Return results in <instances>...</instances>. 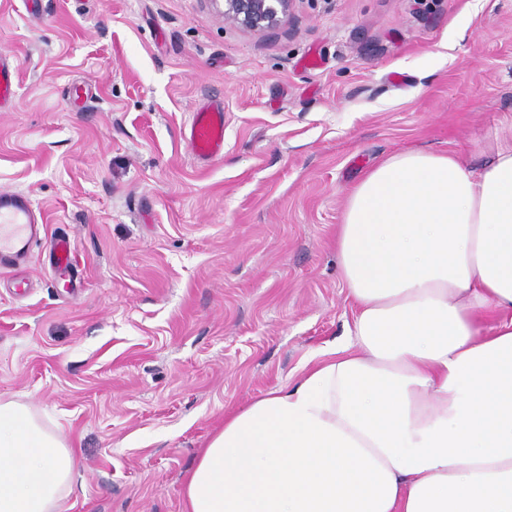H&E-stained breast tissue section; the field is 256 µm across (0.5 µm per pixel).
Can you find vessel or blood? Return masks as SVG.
Wrapping results in <instances>:
<instances>
[{"mask_svg":"<svg viewBox=\"0 0 512 512\" xmlns=\"http://www.w3.org/2000/svg\"><path fill=\"white\" fill-rule=\"evenodd\" d=\"M16 68L0 56V105L13 100L16 94ZM185 138L196 156L213 161L224 156V110L219 106L204 105L197 108L185 129ZM38 209L27 194L0 191V254L14 261L25 259L39 221ZM52 256L57 267L73 265L76 252L73 240L65 234L53 241Z\"/></svg>","mask_w":512,"mask_h":512,"instance_id":"1","label":"vessel or blood"}]
</instances>
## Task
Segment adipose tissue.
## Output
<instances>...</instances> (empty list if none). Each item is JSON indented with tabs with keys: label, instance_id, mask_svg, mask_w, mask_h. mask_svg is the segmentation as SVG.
<instances>
[{
	"label": "adipose tissue",
	"instance_id": "ef3b65f1",
	"mask_svg": "<svg viewBox=\"0 0 512 512\" xmlns=\"http://www.w3.org/2000/svg\"><path fill=\"white\" fill-rule=\"evenodd\" d=\"M350 342L224 418L187 512H512V140L466 167L406 150L336 236ZM76 457L0 399V512H57Z\"/></svg>",
	"mask_w": 512,
	"mask_h": 512
}]
</instances>
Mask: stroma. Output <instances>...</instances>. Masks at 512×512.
Listing matches in <instances>:
<instances>
[{
    "label": "stroma",
    "mask_w": 512,
    "mask_h": 512,
    "mask_svg": "<svg viewBox=\"0 0 512 512\" xmlns=\"http://www.w3.org/2000/svg\"><path fill=\"white\" fill-rule=\"evenodd\" d=\"M223 8L0 0L19 77L0 190L45 220L0 269V398L75 449L58 512H186L225 415L346 340L336 230L353 185L404 150L473 168L512 139V0H296L267 32ZM204 104L224 109L216 161L183 137ZM61 233L65 273L49 262ZM52 256L58 268L67 269L73 265L76 258L73 240L65 234L57 235L53 241Z\"/></svg>",
    "instance_id": "1"
}]
</instances>
